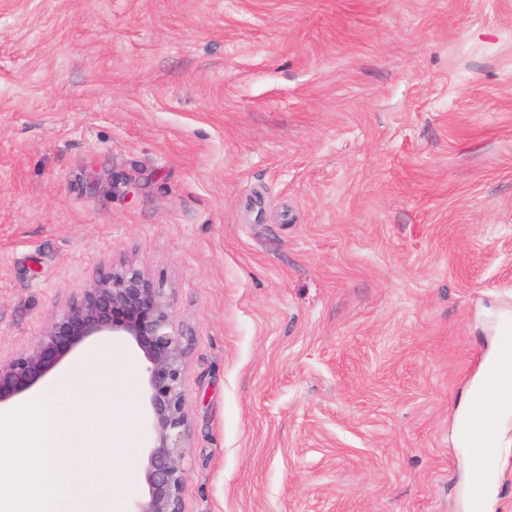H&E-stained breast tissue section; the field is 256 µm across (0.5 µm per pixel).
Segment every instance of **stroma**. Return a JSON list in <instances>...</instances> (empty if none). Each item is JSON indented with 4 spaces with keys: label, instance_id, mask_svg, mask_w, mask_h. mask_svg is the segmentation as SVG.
Listing matches in <instances>:
<instances>
[{
    "label": "stroma",
    "instance_id": "obj_1",
    "mask_svg": "<svg viewBox=\"0 0 512 512\" xmlns=\"http://www.w3.org/2000/svg\"><path fill=\"white\" fill-rule=\"evenodd\" d=\"M121 263L183 335L185 512H512V409L493 482L458 431L512 345V0H0V359Z\"/></svg>",
    "mask_w": 512,
    "mask_h": 512
}]
</instances>
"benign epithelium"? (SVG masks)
<instances>
[{"label": "benign epithelium", "mask_w": 512, "mask_h": 512, "mask_svg": "<svg viewBox=\"0 0 512 512\" xmlns=\"http://www.w3.org/2000/svg\"><path fill=\"white\" fill-rule=\"evenodd\" d=\"M105 334L128 339L145 366L144 406L152 442L144 457L147 492L131 512H184L185 348L164 289L140 269L121 264L99 272L30 352L0 361V409L22 403L87 342Z\"/></svg>", "instance_id": "obj_1"}]
</instances>
